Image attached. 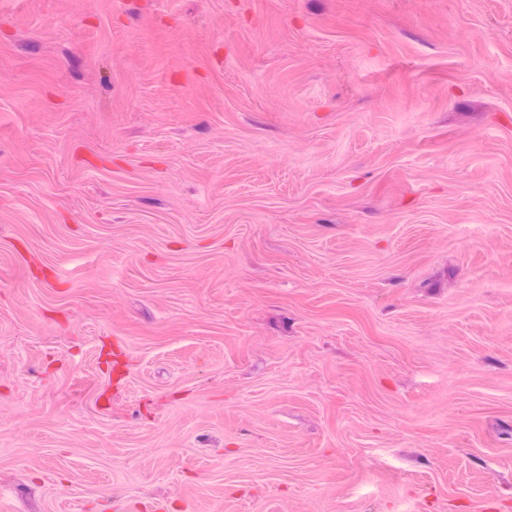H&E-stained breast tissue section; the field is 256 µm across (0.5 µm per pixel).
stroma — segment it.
<instances>
[{"label":"stroma","mask_w":512,"mask_h":512,"mask_svg":"<svg viewBox=\"0 0 512 512\" xmlns=\"http://www.w3.org/2000/svg\"><path fill=\"white\" fill-rule=\"evenodd\" d=\"M0 512H512V0H0Z\"/></svg>","instance_id":"35a3bbf8"}]
</instances>
